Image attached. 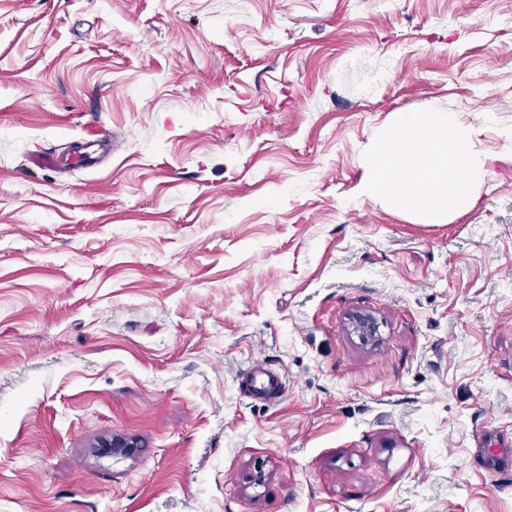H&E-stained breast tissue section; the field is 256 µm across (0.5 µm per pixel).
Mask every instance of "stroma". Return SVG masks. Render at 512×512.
Masks as SVG:
<instances>
[{
    "label": "stroma",
    "instance_id": "obj_1",
    "mask_svg": "<svg viewBox=\"0 0 512 512\" xmlns=\"http://www.w3.org/2000/svg\"><path fill=\"white\" fill-rule=\"evenodd\" d=\"M511 20L0 0V512H512ZM420 109L485 171L441 223L362 190ZM238 380L241 393L249 399L276 402L285 393L280 374L265 363L252 364Z\"/></svg>",
    "mask_w": 512,
    "mask_h": 512
}]
</instances>
